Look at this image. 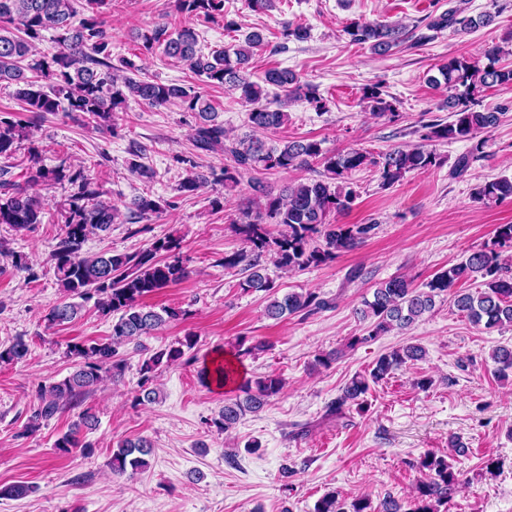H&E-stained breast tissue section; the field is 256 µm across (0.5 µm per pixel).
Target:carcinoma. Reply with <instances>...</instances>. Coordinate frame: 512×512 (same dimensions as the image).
Listing matches in <instances>:
<instances>
[{"mask_svg": "<svg viewBox=\"0 0 512 512\" xmlns=\"http://www.w3.org/2000/svg\"><path fill=\"white\" fill-rule=\"evenodd\" d=\"M75 4L76 0H0V85L14 86L24 110L36 117L60 111L80 113L98 126H110L115 112L131 100L152 107L179 105L195 113L199 118L192 134L195 148L227 154L232 164L220 169L211 167L204 173L197 170L193 160L176 158L177 163L187 165L179 191L193 195L209 182L232 189L243 175H250L257 207L242 208L239 216L232 220L243 247L224 255V268L243 266L248 275L241 287L268 295L265 315L271 319L310 313L328 307L329 302L314 292L277 295L268 268L261 262L262 257H271L279 269L303 270L354 250L372 230L370 224L331 222L332 216L350 209L356 198L349 174L372 167L379 172L382 185L390 187L409 172L428 171L437 166L436 155L421 147L397 148L377 158L356 149L329 154L323 150L321 142L308 139L289 140L281 147L267 144L259 134L273 133L288 123V112L284 111L288 101L302 98L318 110L324 109L325 104L316 88L302 84L298 75L287 68L268 70L262 77L253 79L249 62L252 49L263 41L259 32L247 33L239 45L208 53L198 46V34L192 26L169 34L165 27L157 25L140 33L145 50L157 48L165 57L185 64L206 84L229 86L239 92L240 99L250 106L248 123L253 134L233 138L224 130V123L217 121L218 112L201 92L176 83L139 78L138 68L129 59L112 62V39L99 20L100 9L107 5V0H85L88 15L77 26L72 22L77 13ZM174 6L191 19L222 18L225 30L238 29L235 20L225 18L224 0H174ZM487 21L489 18L485 15L475 20L462 16L458 8H450L430 20L428 27L462 32ZM47 29L56 32V51L49 57L28 62V56L35 52L33 41ZM343 32L351 42L367 44L378 55L389 53L409 38L406 26L380 20H355L346 25ZM282 35L288 40L304 41L310 33L307 27L288 22L283 26ZM501 54L498 46L487 50L488 63L482 68L464 57L436 65L439 76L431 77L430 81L443 83L452 92L448 96L452 115L447 123L425 125L426 138L471 140L498 123L499 113L479 108L478 96L486 88L512 83V67L499 65ZM268 85L283 92V98L277 100L274 108L267 101ZM362 100L367 102L375 118L395 114V107L382 97L377 85L364 88ZM25 137L26 127L0 121V158L13 155ZM141 155L140 150L134 153L136 160L131 162V170L143 182L151 183L156 173L137 161ZM29 156L27 182L71 187V193L60 203L58 221L64 225L63 232L50 253L63 296L46 315L48 325L53 327L72 321L90 301L97 311L112 314L115 320L107 341L77 342L69 346V354L75 358V369L64 379L40 389L41 405L25 429L27 433L36 430L40 420L53 416L60 407L90 393L103 382H120L126 363L119 355V348L132 343L136 351L142 352L141 337L154 335L166 324L186 315V311L174 307L155 311L144 305L143 300L190 274L183 259L184 240L175 234L159 238L138 252L84 253L83 245L89 235L109 231L121 219L122 212L102 198L103 192L84 169L64 161L47 167L34 147ZM315 165L323 167L324 178L290 184L279 195L272 194L264 182V175L271 172ZM0 187L3 188L0 224L21 233L42 223L45 206L39 195L6 180L0 182ZM506 198H512V177L489 181L475 193L478 201ZM161 211L160 201L147 192L131 201L130 218ZM506 246L512 248V224L498 225L493 247L474 251L465 260L436 274L423 288L413 286L402 277L383 282L375 288L373 299L364 301L359 311L361 318L369 321L366 334L349 338L346 347L353 349L393 330L409 329L435 309L436 298L448 294L458 283L475 278L481 279L482 289L475 293H453L452 305L474 325L487 329L512 326V264L502 262L500 253ZM196 344V336L188 333L178 345L155 351L144 359L134 403H156L159 392L151 386L156 371L164 364L179 362ZM267 348L268 344L261 340L245 337L237 340L240 356L255 355ZM27 354L26 342L18 338L0 350V362H19ZM424 355L423 347L413 344L381 355L369 374L355 375L346 383L328 404L327 415L341 418L353 408L365 409L364 397L370 384ZM491 360L499 377L505 379L512 374V349L494 350ZM201 375L204 380L219 385L225 386L231 381V371L222 364L212 370L203 369ZM285 385L286 380L278 375L243 380L236 385L238 394L224 400V407L213 424L220 431L229 430L246 414L263 410ZM96 423L94 414L83 411L70 431L58 438L55 447L63 452L77 447L78 434L84 429H93ZM151 448L152 443L147 438L119 444L112 453L113 474L122 476L129 469L148 468ZM418 469L423 479L406 501L398 502L387 496L374 506L365 497L347 502L329 492L316 502L314 512H441V507L448 504L460 484L458 475L449 466L447 456L435 452L425 453L418 462Z\"/></svg>", "mask_w": 512, "mask_h": 512, "instance_id": "1", "label": "carcinoma"}]
</instances>
